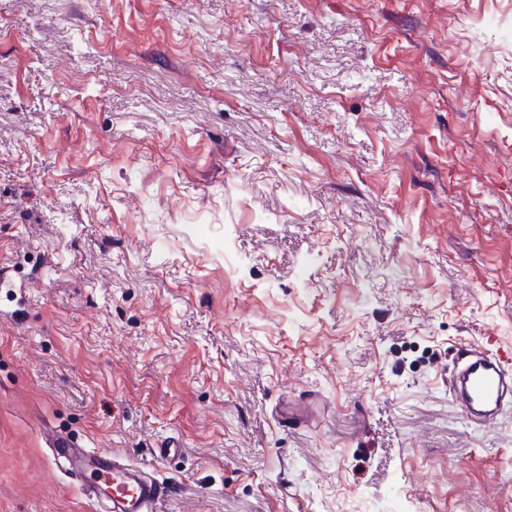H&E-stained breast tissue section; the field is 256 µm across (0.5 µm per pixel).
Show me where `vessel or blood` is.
<instances>
[{
  "label": "vessel or blood",
  "instance_id": "1",
  "mask_svg": "<svg viewBox=\"0 0 512 512\" xmlns=\"http://www.w3.org/2000/svg\"><path fill=\"white\" fill-rule=\"evenodd\" d=\"M508 364L501 357L478 353L459 377L458 404L468 418L495 424L512 386L506 382ZM54 458L64 459L92 502H104L110 512H157L168 487L141 468L119 460L111 451L82 448L67 437L50 439Z\"/></svg>",
  "mask_w": 512,
  "mask_h": 512
}]
</instances>
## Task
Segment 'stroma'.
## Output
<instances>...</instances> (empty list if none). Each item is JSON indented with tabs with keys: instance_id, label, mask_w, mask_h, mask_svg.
<instances>
[{
	"instance_id": "stroma-1",
	"label": "stroma",
	"mask_w": 512,
	"mask_h": 512,
	"mask_svg": "<svg viewBox=\"0 0 512 512\" xmlns=\"http://www.w3.org/2000/svg\"><path fill=\"white\" fill-rule=\"evenodd\" d=\"M512 0H0V512H512ZM176 443L178 452L156 456ZM459 377L458 404L465 415L480 425L495 424L506 394L512 385L506 382L509 364L501 357L480 351L473 356ZM53 458L64 459L71 474L81 482L88 499L105 502L112 512H157L169 489L143 468H133L111 451L81 448L67 437L50 438Z\"/></svg>"
}]
</instances>
